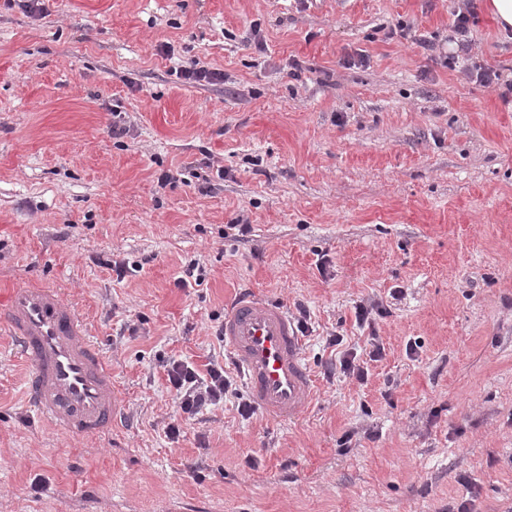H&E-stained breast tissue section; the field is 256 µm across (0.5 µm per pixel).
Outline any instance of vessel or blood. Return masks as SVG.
Segmentation results:
<instances>
[{
  "label": "vessel or blood",
  "mask_w": 512,
  "mask_h": 512,
  "mask_svg": "<svg viewBox=\"0 0 512 512\" xmlns=\"http://www.w3.org/2000/svg\"><path fill=\"white\" fill-rule=\"evenodd\" d=\"M0 319L32 365L25 394L38 416L74 436L110 432L120 415L118 395L81 307L57 288L22 285L10 291ZM223 326L224 348L266 417L291 421L310 407L315 386L303 339L281 305L240 296Z\"/></svg>",
  "instance_id": "1"
}]
</instances>
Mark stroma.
I'll return each mask as SVG.
<instances>
[{
  "label": "stroma",
  "mask_w": 512,
  "mask_h": 512,
  "mask_svg": "<svg viewBox=\"0 0 512 512\" xmlns=\"http://www.w3.org/2000/svg\"><path fill=\"white\" fill-rule=\"evenodd\" d=\"M474 2L451 70L461 0H0V305L59 288L121 397L46 426L0 322V512H512V31ZM244 293L306 321L315 400L241 416L225 362L171 437L166 364ZM454 21L452 24V28L456 35L458 36V49L465 54L471 51L472 39L470 37V22L471 18L474 17V5L472 3H467L465 8L459 9V11L454 14Z\"/></svg>",
  "instance_id": "35a3bbf8"
}]
</instances>
